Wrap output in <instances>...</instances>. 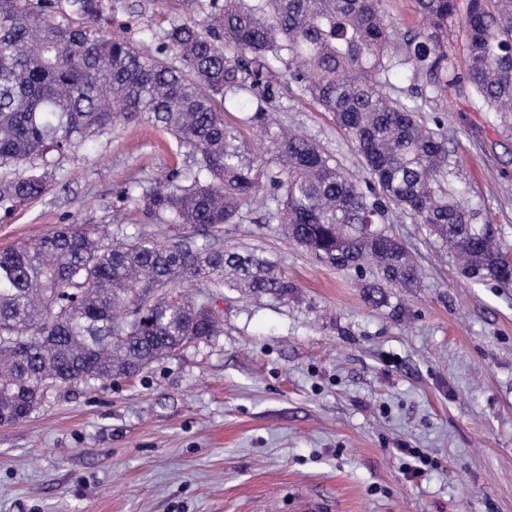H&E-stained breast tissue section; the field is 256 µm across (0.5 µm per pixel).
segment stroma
Returning <instances> with one entry per match:
<instances>
[{"label":"stroma","instance_id":"obj_1","mask_svg":"<svg viewBox=\"0 0 512 512\" xmlns=\"http://www.w3.org/2000/svg\"><path fill=\"white\" fill-rule=\"evenodd\" d=\"M210 0H109L100 25L148 55L152 31L202 19ZM393 94L448 130L468 205L512 258V116L464 85L430 97L408 67ZM272 107L350 171L360 158L331 114L280 73ZM192 163L162 127L131 122L65 155L41 198L0 221V251L78 222L117 236H194L127 199ZM217 243L281 264L287 298L210 297L223 326L138 374L101 387L45 389L29 416L0 424V512H512V287L474 284L426 226L388 211L385 227L421 271L411 290L372 271L316 261L259 227ZM428 456L418 476L410 449Z\"/></svg>","mask_w":512,"mask_h":512}]
</instances>
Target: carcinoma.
<instances>
[{
  "instance_id": "obj_1",
  "label": "carcinoma",
  "mask_w": 512,
  "mask_h": 512,
  "mask_svg": "<svg viewBox=\"0 0 512 512\" xmlns=\"http://www.w3.org/2000/svg\"><path fill=\"white\" fill-rule=\"evenodd\" d=\"M417 5L423 26L399 42L380 0H212L203 19L159 35L175 59L166 65L102 31L105 0H0V212L45 195L60 157L90 135L147 119L197 159L130 199L166 223L205 230L200 241L158 242L65 224L0 251V424L26 418L49 385L107 386L215 335L210 304L175 291L186 281L288 296L276 262L210 239L256 204L320 262L371 264L382 281L415 288L419 270L381 227L392 205L448 246L465 278L512 285L493 225L452 180L446 131L386 91L398 66L433 91L446 72L448 85L465 83L488 111L512 112V0ZM458 14L463 78L445 66L441 41ZM278 64L333 114L363 178L277 122ZM241 94L252 97L243 122L266 137L264 155L245 148L215 106Z\"/></svg>"
}]
</instances>
